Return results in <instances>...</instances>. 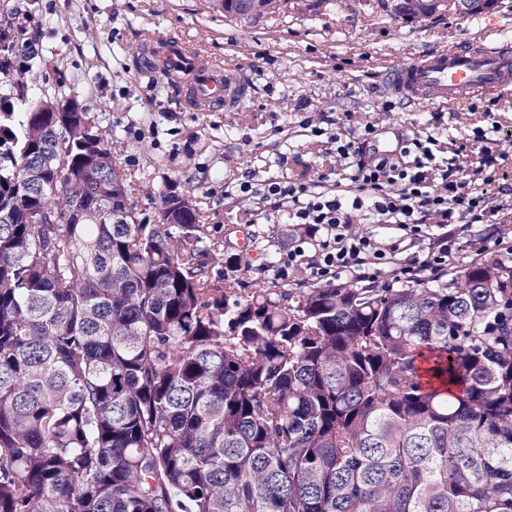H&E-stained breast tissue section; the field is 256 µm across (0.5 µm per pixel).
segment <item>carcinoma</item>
Segmentation results:
<instances>
[{"label": "carcinoma", "mask_w": 512, "mask_h": 512, "mask_svg": "<svg viewBox=\"0 0 512 512\" xmlns=\"http://www.w3.org/2000/svg\"><path fill=\"white\" fill-rule=\"evenodd\" d=\"M331 0H219L248 21ZM457 0H397L418 23ZM18 9L0 10L14 39ZM0 84V512H512V262L245 295L193 193Z\"/></svg>", "instance_id": "1"}]
</instances>
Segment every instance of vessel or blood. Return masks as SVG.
Instances as JSON below:
<instances>
[{"instance_id":"b4317fda","label":"vessel or blood","mask_w":512,"mask_h":512,"mask_svg":"<svg viewBox=\"0 0 512 512\" xmlns=\"http://www.w3.org/2000/svg\"><path fill=\"white\" fill-rule=\"evenodd\" d=\"M501 18L478 24L476 36H464L383 75L388 91L400 98L435 105L462 104L512 86V37ZM151 69L167 74L176 94H188L193 109L223 105L236 111L248 96L245 75L230 76L220 61L209 59L183 40H150Z\"/></svg>"}]
</instances>
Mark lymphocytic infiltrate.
I'll return each mask as SVG.
<instances>
[{
	"mask_svg": "<svg viewBox=\"0 0 512 512\" xmlns=\"http://www.w3.org/2000/svg\"><path fill=\"white\" fill-rule=\"evenodd\" d=\"M353 142L338 145L339 159H355L344 188L318 190L304 180L268 183L262 200L273 211H287L288 221L304 224L320 252L308 266L314 277L343 274L358 278L362 267L387 263V252L371 236L353 230L355 219L397 224L420 234L429 225L492 224L501 208L489 200L493 150L483 147L478 168L466 172L456 157L441 155L430 131L404 139L399 155L372 162L358 160Z\"/></svg>",
	"mask_w": 512,
	"mask_h": 512,
	"instance_id": "f902f5d3",
	"label": "lymphocytic infiltrate"
}]
</instances>
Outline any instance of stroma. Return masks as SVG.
<instances>
[{
    "mask_svg": "<svg viewBox=\"0 0 512 512\" xmlns=\"http://www.w3.org/2000/svg\"><path fill=\"white\" fill-rule=\"evenodd\" d=\"M19 22L47 59L50 81L64 82L94 121L111 125L127 169L148 174L133 193L138 206L151 209L168 181L191 190L225 254L239 258L231 267L216 263L215 272L236 279L246 292L312 280L305 271L282 274V262L302 240L286 238L283 213L242 196L240 183L260 189L271 180L301 178L335 189L350 174L332 157L336 142L359 140L368 123L384 140L431 129L441 149L457 154L465 168L477 159L478 134L498 127L488 193L510 210L496 224L448 225L458 246L448 267L503 258L497 240L512 242V89L447 107L391 96L380 86L388 67L475 29L476 18L449 22L436 15L417 23L349 0L298 19L277 13L235 24L212 0H37L31 17ZM152 37L192 42L244 72L251 80L248 99L234 112L184 106L166 78L143 67L142 48ZM243 230L252 235L253 253L238 244ZM361 230L398 244V265L429 251L428 238H407L395 224L369 223Z\"/></svg>",
    "mask_w": 512,
    "mask_h": 512,
    "instance_id": "35a3bbf8",
    "label": "stroma"
}]
</instances>
